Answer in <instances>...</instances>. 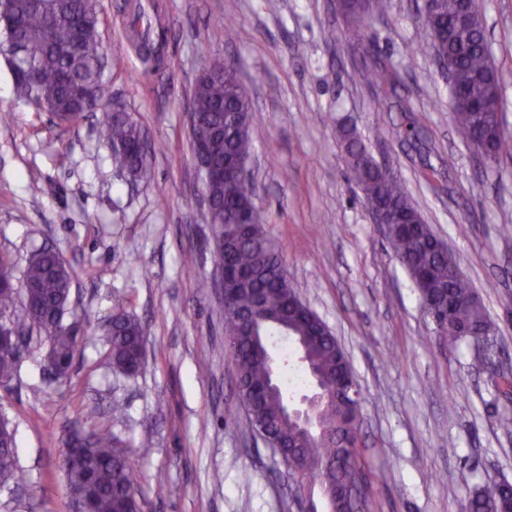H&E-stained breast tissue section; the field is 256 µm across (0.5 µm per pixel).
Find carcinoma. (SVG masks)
<instances>
[{
  "mask_svg": "<svg viewBox=\"0 0 512 512\" xmlns=\"http://www.w3.org/2000/svg\"><path fill=\"white\" fill-rule=\"evenodd\" d=\"M3 17L10 20L14 36L24 50L27 68L36 71L37 83L14 78L18 98L58 114L67 123L81 120V105L75 88L96 82L97 42H99L98 0H0ZM461 0H424L422 18L429 32L434 53L448 59L453 75L451 119L458 136L468 142L480 131L488 145V156L497 162L512 154V136L501 126L496 111L486 108L500 101L497 70L490 61L484 23L459 22ZM338 13L349 21L388 16L387 0H342ZM138 7H133L131 31L143 60L159 61L164 35L151 37L136 27ZM88 30L90 49L81 55H64L74 30ZM210 73L196 80L193 107L198 118L210 127L208 154L222 163L231 157L249 158L253 149L251 128L241 129L239 122L251 118L252 104L237 69L222 60L209 63ZM366 81L383 89H395L397 68L389 60L375 58L366 73ZM98 117L102 140L115 148L112 161L139 180L151 178L147 154L141 148V127L127 112L100 107ZM339 145L351 180L364 198L375 203L387 224L394 226L388 240L407 272L422 271L425 279L415 284L420 298L428 299L441 318L451 315L459 328L472 327L490 318L465 276L451 272L448 258L430 242L431 227L416 233L402 228L414 224L419 211L410 201L403 181L390 167L379 165L367 153L357 131L347 125L337 130ZM211 212L209 223L218 228L221 244L213 251L215 266H224L232 279L245 280L244 289L229 285L224 309V334L232 354L237 385L255 392L259 401L248 414L251 429L263 428L271 440L288 452V461L302 485H340L355 476L344 461L359 453L355 424L360 403H329L324 411L323 430L309 434L283 415V389L270 386L264 337L272 332L287 334L300 347L307 364L328 388L338 387L343 370L338 343L330 336L316 337L312 326L291 297L296 294L288 280L275 247L267 237L264 218L244 183L233 174L209 187ZM12 267L0 259V316L11 310L17 297H23L20 316L3 320L8 329H36L47 343L57 376L69 375L79 336L77 327L64 322L71 301L73 276L70 267L52 248H44L29 261L23 274L24 288L16 293ZM112 332L108 335L109 359L122 373L140 372L144 329L124 311L112 312ZM23 350L0 351V381H9L19 367ZM68 441L80 444L66 468L72 488L92 492L93 512H140L133 483L132 462L109 428L88 433L72 428ZM25 481L17 467L14 431L9 423L0 429V482ZM469 512H512V487L492 483L475 491L468 503Z\"/></svg>",
  "mask_w": 512,
  "mask_h": 512,
  "instance_id": "1",
  "label": "carcinoma"
}]
</instances>
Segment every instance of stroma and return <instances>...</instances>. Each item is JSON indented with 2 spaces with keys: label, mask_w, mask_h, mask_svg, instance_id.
Listing matches in <instances>:
<instances>
[{
  "label": "stroma",
  "mask_w": 512,
  "mask_h": 512,
  "mask_svg": "<svg viewBox=\"0 0 512 512\" xmlns=\"http://www.w3.org/2000/svg\"><path fill=\"white\" fill-rule=\"evenodd\" d=\"M165 31L149 74L127 26L132 0H100L105 96L120 100L151 143L149 183L112 162L95 119L63 124L16 97L0 56V255L15 278L56 248L73 271L65 322L79 321L69 376L49 374L32 340L0 386L26 481L0 487V512H71L59 467L72 427L109 426L126 444L143 512H298L284 465L251 430L224 337L214 227L202 204L189 109L206 64L235 63L252 100L255 201L288 278L336 334L363 391L360 463L367 512H464L475 489L512 482V403L495 390L512 372V159L482 163L456 135L450 92L420 19L423 0H390L366 41L401 80L365 83L369 60L332 0H141ZM512 133V0H479ZM234 21L225 31L221 18ZM355 127L392 167L496 323L490 351L444 344L336 139ZM421 131L408 140V125ZM145 332V369L107 362L113 309ZM125 412L113 417V404Z\"/></svg>",
  "instance_id": "1"
}]
</instances>
